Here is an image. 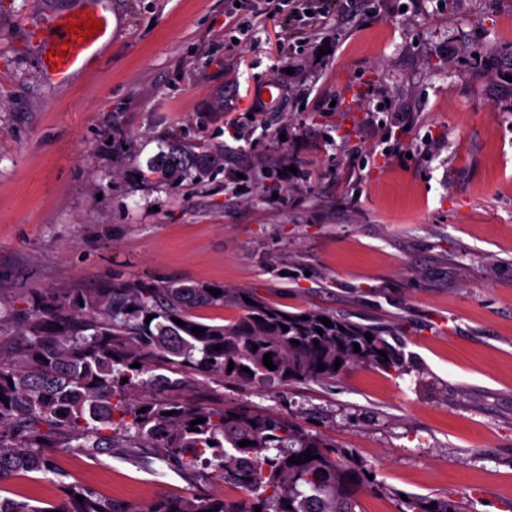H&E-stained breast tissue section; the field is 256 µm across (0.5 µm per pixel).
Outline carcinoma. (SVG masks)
<instances>
[{"label":"carcinoma","instance_id":"carcinoma-1","mask_svg":"<svg viewBox=\"0 0 512 512\" xmlns=\"http://www.w3.org/2000/svg\"><path fill=\"white\" fill-rule=\"evenodd\" d=\"M213 163L208 144L187 148L172 141L151 167L175 181L191 174L201 179ZM210 289L198 283L159 287L131 279L77 289L59 298H36L26 307L0 302V322L10 320L22 339L10 352L0 349V485L30 473H56L53 448L89 453L99 448H145L177 470L188 471L204 461L213 468V479L246 493L240 500L216 495L167 497L147 512H255L257 507L261 512H356L359 492L384 490V485L368 479L372 470L366 465L355 459L339 463L330 444L277 414L158 397H145L133 406L125 401L126 393L156 384L160 377L153 371L162 367L284 383L332 379L357 364L400 367V353L371 326L320 311L288 312L250 291L220 286L221 295L214 296ZM246 297L252 303H246ZM216 306L235 307L242 314L227 324L199 321L195 310ZM149 314L154 318L147 323ZM174 317L185 325H177ZM322 317L331 325L320 322ZM284 325L289 327L286 332ZM195 326L204 333L191 332ZM318 327L323 333L316 332ZM367 333L372 340L366 339ZM293 339L299 345L291 344ZM216 345L221 350H213ZM381 351L386 356H380ZM267 353L277 369L264 366ZM135 362L140 367H131ZM320 364L326 369L317 370ZM243 367L250 372L241 371ZM123 378L128 382H121ZM198 418L205 422L190 425ZM113 429L122 440L109 435ZM242 440L251 445L239 446ZM307 449L314 459L288 462ZM78 495L83 501L76 500ZM0 512L138 510L120 500L105 502L92 490L74 485L67 499L52 509L19 495L0 497ZM401 512L459 508L448 499L412 497Z\"/></svg>","mask_w":512,"mask_h":512}]
</instances>
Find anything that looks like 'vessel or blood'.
I'll use <instances>...</instances> for the list:
<instances>
[{"instance_id":"1","label":"vessel or blood","mask_w":512,"mask_h":512,"mask_svg":"<svg viewBox=\"0 0 512 512\" xmlns=\"http://www.w3.org/2000/svg\"><path fill=\"white\" fill-rule=\"evenodd\" d=\"M100 21L101 28L93 37H77L67 31L68 23L79 18ZM112 20L88 0L81 10L47 15L38 25L30 29L27 41L39 52L40 73L49 84H67L73 75L88 68L100 57L102 47L112 39Z\"/></svg>"}]
</instances>
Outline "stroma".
I'll return each instance as SVG.
<instances>
[{
  "instance_id": "35a3bbf8",
  "label": "stroma",
  "mask_w": 512,
  "mask_h": 512,
  "mask_svg": "<svg viewBox=\"0 0 512 512\" xmlns=\"http://www.w3.org/2000/svg\"><path fill=\"white\" fill-rule=\"evenodd\" d=\"M78 2L0 0V299L203 282L380 328L402 370L170 372L131 397L291 419L393 488L358 512H512V0H99V63L46 84L23 30ZM270 82L283 96L257 109ZM167 140L210 143L211 173L156 179ZM56 467L7 489L142 512L225 491L143 448ZM401 502L405 504L407 510L401 509V512H460L455 503L448 499L409 497L407 501ZM432 502H435L436 506L433 509L426 508V505H430Z\"/></svg>"
}]
</instances>
